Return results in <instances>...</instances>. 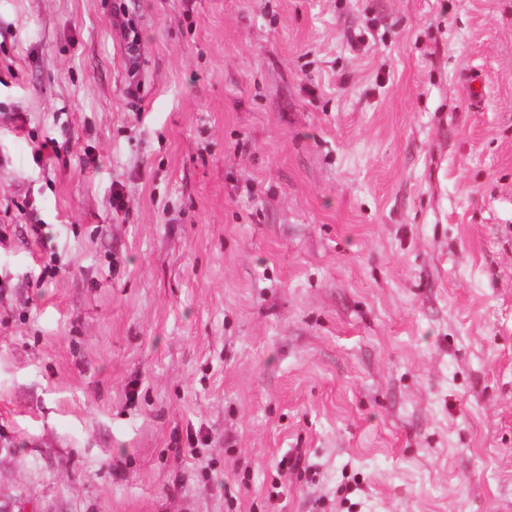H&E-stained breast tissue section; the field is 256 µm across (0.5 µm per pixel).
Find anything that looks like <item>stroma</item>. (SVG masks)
Instances as JSON below:
<instances>
[{
  "label": "stroma",
  "mask_w": 512,
  "mask_h": 512,
  "mask_svg": "<svg viewBox=\"0 0 512 512\" xmlns=\"http://www.w3.org/2000/svg\"><path fill=\"white\" fill-rule=\"evenodd\" d=\"M0 507L512 512V0H0ZM126 14L128 15V11L125 5L120 3L115 7L113 16L116 20L115 23L122 29L125 39V52L128 61V83L126 87V95L129 99L135 101L139 100L141 92V81L138 79L140 41L136 34L131 31V21L130 19H126Z\"/></svg>",
  "instance_id": "35a3bbf8"
}]
</instances>
